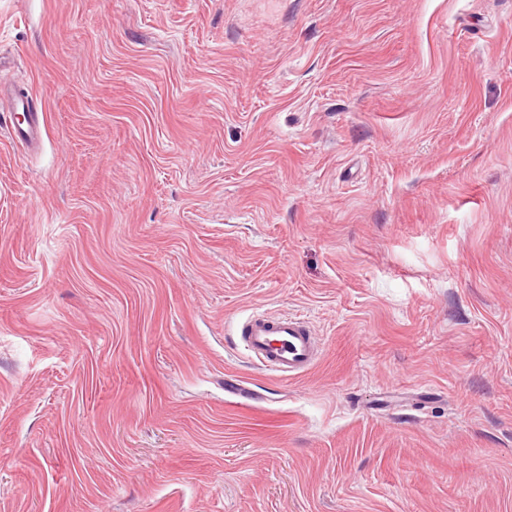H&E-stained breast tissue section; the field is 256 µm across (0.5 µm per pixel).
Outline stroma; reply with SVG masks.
<instances>
[{"label":"stroma","mask_w":512,"mask_h":512,"mask_svg":"<svg viewBox=\"0 0 512 512\" xmlns=\"http://www.w3.org/2000/svg\"><path fill=\"white\" fill-rule=\"evenodd\" d=\"M0 56V512H512V0H0ZM7 99L11 111L2 112L0 134L10 142H25L38 146L43 138V125L39 112H36L34 98L12 89L9 84L0 81V101ZM8 114V118H4ZM247 353L264 369L295 378L319 361L320 348L307 322L300 317L250 314L239 329Z\"/></svg>","instance_id":"1"}]
</instances>
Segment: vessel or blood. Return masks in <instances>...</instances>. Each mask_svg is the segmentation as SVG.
Masks as SVG:
<instances>
[{
  "label": "vessel or blood",
  "mask_w": 512,
  "mask_h": 512,
  "mask_svg": "<svg viewBox=\"0 0 512 512\" xmlns=\"http://www.w3.org/2000/svg\"><path fill=\"white\" fill-rule=\"evenodd\" d=\"M8 100L11 111L0 119V136L11 142L38 146L43 125L32 96L12 89L0 81V101ZM247 353L264 369L284 378H295L319 361L320 348L306 321L300 317H271L250 314L239 329Z\"/></svg>",
  "instance_id": "b4317fda"
}]
</instances>
